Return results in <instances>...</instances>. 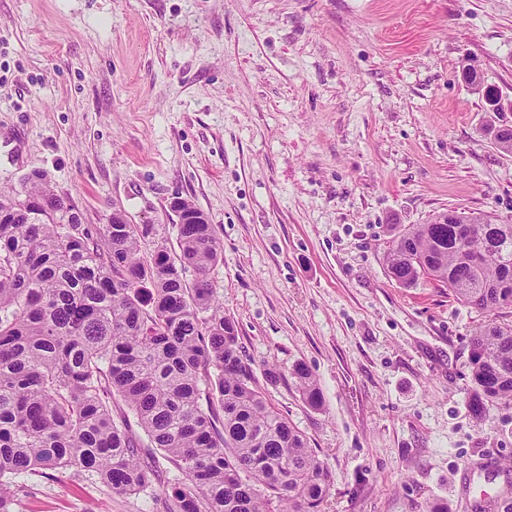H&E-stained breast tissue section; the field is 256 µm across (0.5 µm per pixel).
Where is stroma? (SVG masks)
<instances>
[{
    "mask_svg": "<svg viewBox=\"0 0 512 512\" xmlns=\"http://www.w3.org/2000/svg\"><path fill=\"white\" fill-rule=\"evenodd\" d=\"M490 122L512 126V0H0V191L44 171L84 223L119 212L168 248L171 201L201 210L255 381L329 470L322 512H512V405L469 411L490 317L387 262L445 211L512 223ZM154 457L131 494L13 475L14 512H168ZM291 375L296 379L306 403L312 408H319L322 404L321 391L309 369L298 363L293 366Z\"/></svg>",
    "mask_w": 512,
    "mask_h": 512,
    "instance_id": "stroma-1",
    "label": "stroma"
}]
</instances>
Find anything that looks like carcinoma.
<instances>
[{"label": "carcinoma", "instance_id": "1", "mask_svg": "<svg viewBox=\"0 0 512 512\" xmlns=\"http://www.w3.org/2000/svg\"><path fill=\"white\" fill-rule=\"evenodd\" d=\"M177 247L148 248L145 224H84L42 172L0 192V512L8 474L72 468L117 493L160 478L114 401L182 475L173 512H321L329 473L305 436L257 387L235 321L210 280L221 258L211 224L175 198ZM405 287L430 280L485 313L512 308V224H410L388 255ZM193 279H187V272ZM471 411L512 405V324L470 339ZM291 375L322 404L309 369Z\"/></svg>", "mask_w": 512, "mask_h": 512}]
</instances>
